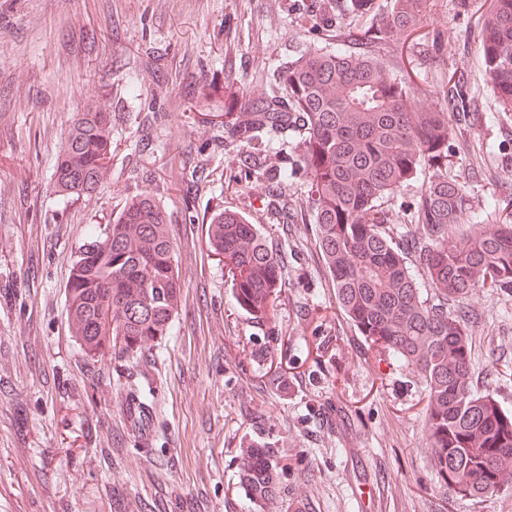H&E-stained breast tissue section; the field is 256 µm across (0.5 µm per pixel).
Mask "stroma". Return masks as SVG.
<instances>
[{"label": "stroma", "mask_w": 512, "mask_h": 512, "mask_svg": "<svg viewBox=\"0 0 512 512\" xmlns=\"http://www.w3.org/2000/svg\"><path fill=\"white\" fill-rule=\"evenodd\" d=\"M489 3L431 0L412 35L358 43L424 94L463 80L467 110L452 116L448 174L474 202L471 231L486 226L487 205L512 213V112L500 110L477 43ZM346 5L0 0V512H248L242 451L260 446L283 469L265 512H512V485L470 499L438 481L420 376L384 360L338 310L314 246L302 131L242 143L202 117L221 111L227 87L281 94L282 63L364 33L368 21ZM148 52L163 75L142 68ZM213 82L218 91L197 103ZM91 95L122 106L111 179L66 202L50 187L55 153ZM155 98L163 117L143 148L138 126ZM197 156L207 160L199 177L189 164ZM285 166L293 207L282 220L267 209L268 174ZM426 182L419 175L383 203L397 241L419 233ZM142 189L166 206L182 300L150 351L94 361L71 336L66 283L92 225L108 224ZM223 208L259 225L283 262L270 319L237 304L208 250L209 218ZM448 310L466 319L475 387L512 409V288ZM137 392L152 395L147 446L124 410Z\"/></svg>", "instance_id": "obj_1"}]
</instances>
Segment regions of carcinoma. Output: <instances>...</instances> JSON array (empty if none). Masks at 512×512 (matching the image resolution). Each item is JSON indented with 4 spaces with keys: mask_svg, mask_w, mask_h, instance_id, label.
Masks as SVG:
<instances>
[{
    "mask_svg": "<svg viewBox=\"0 0 512 512\" xmlns=\"http://www.w3.org/2000/svg\"><path fill=\"white\" fill-rule=\"evenodd\" d=\"M431 0H389L386 20L368 31L383 43L412 34ZM369 18L376 0H349ZM479 53L500 107L512 111V0H491ZM287 97L224 101L221 126L244 143L265 129L304 130L301 163L319 252L336 305L369 346L414 369L427 391V449L435 469L459 496L481 498L512 482V410L475 389L471 339L448 302L478 289L512 288V219L479 232L457 231L469 210L465 186L448 177L452 129L448 94L420 107L421 94L370 51L314 50L279 71ZM112 101L89 100L64 133L53 188L64 199L89 197L112 168ZM415 222L423 270L418 281L395 242L380 200L419 172ZM208 246L222 257L237 303L258 320L271 316L282 284L281 261L266 236L242 214L210 217ZM184 284L175 270L167 210L145 189L131 195L112 223L84 245L66 285L71 336L85 355L134 356L170 335ZM238 475L252 512L276 493L280 472L272 448L244 449Z\"/></svg>",
    "mask_w": 512,
    "mask_h": 512,
    "instance_id": "1",
    "label": "carcinoma"
}]
</instances>
